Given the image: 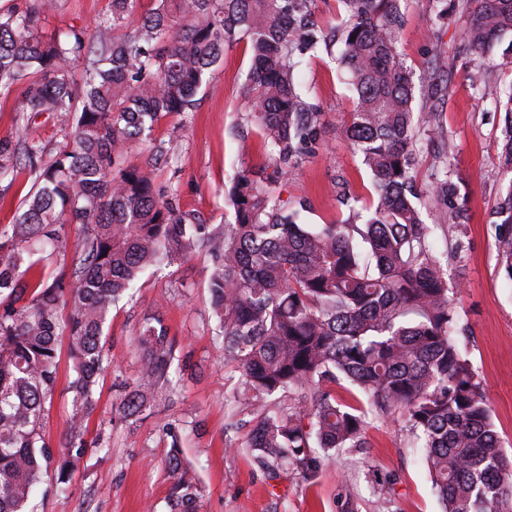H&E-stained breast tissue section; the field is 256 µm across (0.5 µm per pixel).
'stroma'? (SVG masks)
<instances>
[{
    "label": "stroma",
    "instance_id": "35a3bbf8",
    "mask_svg": "<svg viewBox=\"0 0 512 512\" xmlns=\"http://www.w3.org/2000/svg\"><path fill=\"white\" fill-rule=\"evenodd\" d=\"M107 10L108 0H57L46 28H91ZM399 47L414 74L416 107L436 113L442 130L441 136L418 141L417 188L429 221L439 225L437 244H445L458 230L448 224L434 192L436 183L449 172L466 190L467 222L461 230L466 250L451 270L452 281L461 284L452 299L497 432L512 455V280L497 260V226L502 222L497 206L512 184L496 150L504 112L468 79L480 58L465 48L461 9L454 0H407ZM341 50L334 41L302 60L298 79L324 112L328 132L315 154L272 186L290 203L306 202L302 219L308 224H338L348 218L351 209L338 200V181H346L357 196L355 209L365 210L374 199L360 157L341 133L353 109L339 63ZM250 67L246 42L226 46L196 111L164 116L128 156L136 165L157 161L161 190H176L180 208L199 214L210 230L233 219L224 191L234 175L268 163L263 133L250 116ZM18 135L41 143L49 157L67 139L66 129L51 119L23 125L10 101L0 98V137ZM173 138L181 141L180 152L157 160V146ZM80 243L76 225L62 226L57 248L39 264L41 277L50 282L70 269ZM209 265L206 253L196 252L150 268L136 282L132 298L113 308L104 329L112 366L99 380L85 435L90 442L104 436L108 449L87 451L66 491H55L54 473L46 471L37 492L39 512H146L151 504L165 512L171 486L166 468L171 439L164 432L168 424L178 429L184 460L198 476L202 512H346L350 507L356 512H440L421 451L397 419H370L366 447L337 455L309 478L289 468L260 467L241 451L253 410L234 399L230 369L216 353ZM154 314L193 376L169 399L127 419L118 405L125 382L136 378L142 363L137 348L141 324ZM69 374V359L60 356L57 388L43 422L54 446L67 431ZM231 444L237 452H228ZM388 481L393 493L379 499L376 490Z\"/></svg>",
    "mask_w": 512,
    "mask_h": 512
}]
</instances>
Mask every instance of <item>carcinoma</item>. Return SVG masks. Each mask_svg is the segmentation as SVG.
Returning a JSON list of instances; mask_svg holds the SVG:
<instances>
[{"instance_id":"cac0c4a2","label":"carcinoma","mask_w":512,"mask_h":512,"mask_svg":"<svg viewBox=\"0 0 512 512\" xmlns=\"http://www.w3.org/2000/svg\"><path fill=\"white\" fill-rule=\"evenodd\" d=\"M109 0L93 31H45L55 0L0 13V95L15 97L24 123L47 114L70 129L53 158L40 143L0 138V182L25 163L33 183L11 230L0 232V512H35L34 487L56 464L65 485L88 448L84 422L111 366L104 328L112 308L147 269L196 250L211 258L208 291L234 368L238 399L257 421L246 448L263 467L306 476L363 448L369 417H402L423 450L442 512H512V457L501 446L482 380L458 336L450 268L462 236L435 246L414 171L419 136L442 134L433 112L414 106V74L398 52L403 0H339L345 14L340 63L354 92L344 136L360 154L376 199L344 224H303L300 210L268 183L295 170L323 143L326 125L296 78L300 56L326 42L314 0ZM465 40L484 54L512 33V0H463ZM249 43L252 118L264 134L271 173L243 171L227 193L234 222L209 233L157 187V166L125 164L129 146L171 112L195 111L224 47ZM83 65L76 82L71 65ZM501 156L512 175V89ZM448 223H466L461 183L435 186ZM498 257L512 280V179ZM84 243L70 276H36L41 250L64 224ZM67 316H62L65 308ZM66 337L72 400L60 446L43 419L58 381ZM143 360L120 408L135 417L181 385L167 331L146 319ZM344 379L370 401L336 400ZM166 460L170 512H201V489L179 437Z\"/></svg>"}]
</instances>
